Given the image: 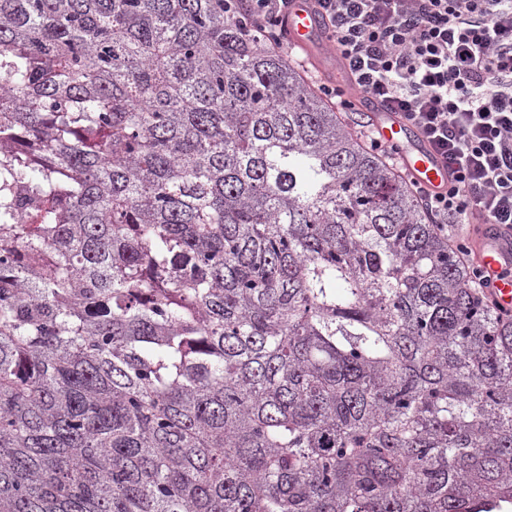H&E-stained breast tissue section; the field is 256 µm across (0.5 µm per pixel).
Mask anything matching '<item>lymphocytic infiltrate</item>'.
Segmentation results:
<instances>
[{
	"label": "lymphocytic infiltrate",
	"instance_id": "obj_1",
	"mask_svg": "<svg viewBox=\"0 0 512 512\" xmlns=\"http://www.w3.org/2000/svg\"><path fill=\"white\" fill-rule=\"evenodd\" d=\"M293 0H247L246 20L284 47ZM349 86L418 129L448 165L445 192L420 190L472 261L484 224L512 227V0H314Z\"/></svg>",
	"mask_w": 512,
	"mask_h": 512
}]
</instances>
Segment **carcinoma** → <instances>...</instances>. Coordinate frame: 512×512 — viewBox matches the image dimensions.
Returning <instances> with one entry per match:
<instances>
[{
	"mask_svg": "<svg viewBox=\"0 0 512 512\" xmlns=\"http://www.w3.org/2000/svg\"><path fill=\"white\" fill-rule=\"evenodd\" d=\"M224 0H0V512H497L512 321Z\"/></svg>",
	"mask_w": 512,
	"mask_h": 512,
	"instance_id": "1",
	"label": "carcinoma"
}]
</instances>
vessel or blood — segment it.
<instances>
[{
	"label": "vessel or blood",
	"instance_id": "1",
	"mask_svg": "<svg viewBox=\"0 0 512 512\" xmlns=\"http://www.w3.org/2000/svg\"><path fill=\"white\" fill-rule=\"evenodd\" d=\"M324 27L320 13L307 0H297L286 20V33L293 47L310 48ZM352 101L372 115L379 141L388 148L398 149L410 179L422 187L440 192L448 185V167L420 135L418 130L398 114L384 111L379 104L360 92H353ZM479 262L492 282V297L504 310H512V229L500 224L484 227Z\"/></svg>",
	"mask_w": 512,
	"mask_h": 512
}]
</instances>
